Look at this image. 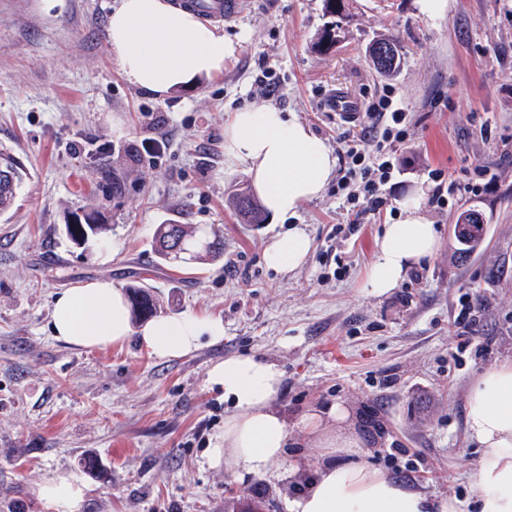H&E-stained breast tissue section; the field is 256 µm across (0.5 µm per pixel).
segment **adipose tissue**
Here are the masks:
<instances>
[{
    "label": "adipose tissue",
    "instance_id": "adipose-tissue-1",
    "mask_svg": "<svg viewBox=\"0 0 512 512\" xmlns=\"http://www.w3.org/2000/svg\"><path fill=\"white\" fill-rule=\"evenodd\" d=\"M108 40L127 81L166 95L220 74L233 47L223 32L203 26L194 12L171 0H120L109 16ZM224 155L243 167L263 208L271 215H295L319 197L336 167L323 139L297 117L266 104L233 113L224 125ZM441 242L424 216L420 198L401 203L395 222L384 225L365 286L382 295L397 288L406 272L432 258ZM312 239L302 228L278 235L264 249L266 264L287 274L303 265ZM52 336L80 349H103L138 336L159 358L195 351L202 340L224 337L222 320L185 315L155 318L133 326L127 299L111 281L89 282L57 295L49 321ZM210 384L224 390V434L207 455L210 466L233 471L239 481L275 475L291 438L286 416L277 408L283 373L267 359L231 354L208 372ZM466 423L482 446L472 473L473 503L435 498L375 468L364 440L352 424L349 407L335 403L306 414L303 432L322 448L324 460L294 479L288 512H512V362L486 368L467 400ZM37 495L55 512H80L83 491L72 476L40 484Z\"/></svg>",
    "mask_w": 512,
    "mask_h": 512
}]
</instances>
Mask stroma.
I'll return each mask as SVG.
<instances>
[{
  "label": "stroma",
  "instance_id": "stroma-1",
  "mask_svg": "<svg viewBox=\"0 0 512 512\" xmlns=\"http://www.w3.org/2000/svg\"><path fill=\"white\" fill-rule=\"evenodd\" d=\"M344 3L341 37L326 50L323 0H247L216 25L234 47L223 73L161 97L128 83L109 49L119 0H0V148L29 172L0 216V512H53L35 489L60 473L84 485L82 512H232L257 492L286 512L287 483L241 484L207 463L224 431V393L207 372L229 354L283 371L288 462L322 463L300 420L341 402L376 467L433 496L472 499L482 450L466 432L467 394L482 368L512 360V0H448L434 18L416 0ZM381 37L403 47L391 77L366 53ZM265 73L277 87L269 99ZM339 86L358 98L392 88L408 113V138L386 148L392 204L432 190V169L457 186L447 208L425 211L441 248L422 281L406 274L382 296L362 283L390 213L336 236L348 216L332 179L294 217L244 224L233 195L250 181L224 164L225 121L263 101L340 154L349 127L326 106ZM481 169L489 184L471 193ZM468 210L484 227L461 260L454 227ZM90 212L107 227L110 258L65 234ZM169 222L221 226L223 261L161 262L153 240ZM296 226L312 251L283 275L263 252ZM103 278L148 283L158 316L220 317L223 340L159 358L134 336L87 350L53 338L56 295ZM471 296L481 309L466 334L456 317ZM90 457L99 474L85 468Z\"/></svg>",
  "mask_w": 512,
  "mask_h": 512
}]
</instances>
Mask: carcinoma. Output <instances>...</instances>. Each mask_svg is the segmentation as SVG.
I'll use <instances>...</instances> for the list:
<instances>
[{
  "mask_svg": "<svg viewBox=\"0 0 512 512\" xmlns=\"http://www.w3.org/2000/svg\"><path fill=\"white\" fill-rule=\"evenodd\" d=\"M327 14L336 18L330 28L323 31L321 41L332 45L339 38L342 20L345 16L344 0H324ZM380 42L391 47L392 55L384 65H374L375 70L383 76H391L400 69L401 55L399 42L393 38H382ZM26 173L22 165L8 152L0 150V215L8 211L21 191ZM239 211L248 224H261L266 216L251 198L243 196L239 200ZM106 230L102 224L94 223V218L87 217L83 224H74L67 228L69 235L78 241L93 238L99 244L106 245L101 238ZM482 233L466 236L455 231L459 255H470L479 245ZM156 253L165 262L192 264L199 261L217 260L224 256V235L213 225L161 224L156 236ZM129 300L134 318H147L156 311L155 303L146 286L130 287Z\"/></svg>",
  "mask_w": 512,
  "mask_h": 512,
  "instance_id": "carcinoma-1",
  "label": "carcinoma"
}]
</instances>
